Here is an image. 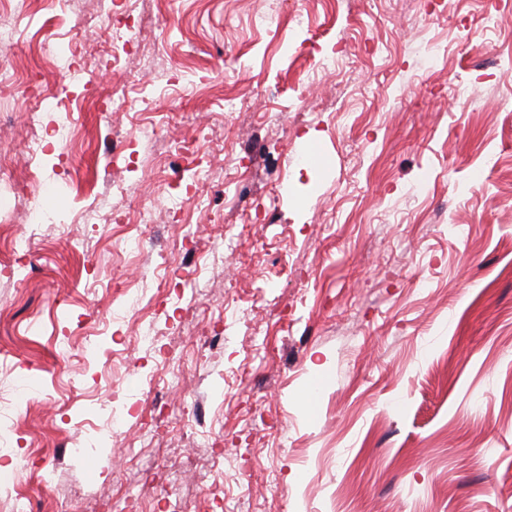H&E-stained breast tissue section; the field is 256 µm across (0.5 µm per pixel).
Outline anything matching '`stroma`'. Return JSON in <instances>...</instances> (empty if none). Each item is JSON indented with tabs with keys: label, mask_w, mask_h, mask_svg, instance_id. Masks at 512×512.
Here are the masks:
<instances>
[{
	"label": "stroma",
	"mask_w": 512,
	"mask_h": 512,
	"mask_svg": "<svg viewBox=\"0 0 512 512\" xmlns=\"http://www.w3.org/2000/svg\"><path fill=\"white\" fill-rule=\"evenodd\" d=\"M136 12L145 51L115 66L97 0L0 21V474L35 475L28 512H512V0ZM55 37L85 46L80 86L33 51ZM69 93L74 142L13 195L33 95ZM143 205L129 253L112 213ZM34 207L75 220L13 254Z\"/></svg>",
	"instance_id": "1"
}]
</instances>
